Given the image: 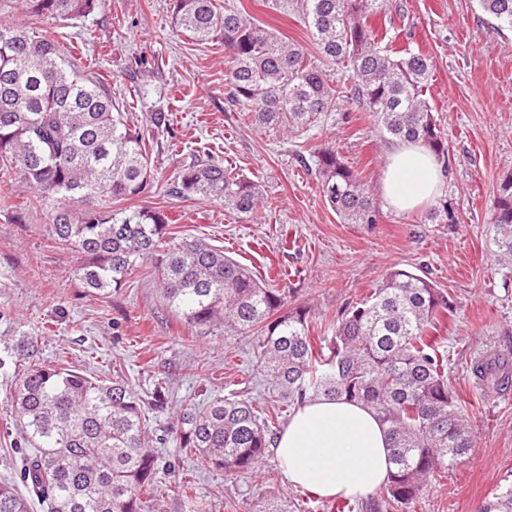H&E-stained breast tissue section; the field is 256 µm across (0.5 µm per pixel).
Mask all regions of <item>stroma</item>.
<instances>
[{"mask_svg": "<svg viewBox=\"0 0 512 512\" xmlns=\"http://www.w3.org/2000/svg\"><path fill=\"white\" fill-rule=\"evenodd\" d=\"M217 2L244 9L252 22L317 57L297 0ZM372 24L387 29L396 46L432 58L426 98L448 134L446 184L459 223L432 224L426 208L400 213L385 205L380 179L390 141L358 106L343 105L300 132L245 122L227 101L223 44L189 39L175 24L172 0H102L89 16L51 28L87 73L111 87L140 128L154 170L138 199L105 196L98 207L122 217L146 206L165 210L175 237L222 247L273 281L289 307H306L321 345L329 344L344 309L390 269L427 271L448 293L454 309L439 334L474 447L395 512H481L512 488V382L495 390L474 374L480 359H512V273L493 258L490 211L500 179L512 174V30L499 27L477 0H392L388 16ZM159 109L170 115L164 133L149 122ZM327 143L361 171L375 223H344L325 204L315 155ZM209 154L260 185L261 223L242 221L217 201L171 194L181 167ZM33 195L16 169L0 186V482L24 487L27 451L16 445L9 390L25 336L37 337L39 356L63 350L80 369L108 377L123 371L139 394L165 387L166 407L146 411L157 435L175 423L180 405L203 398L239 395L265 410L277 407L279 390L263 375L252 336L192 332L164 305L151 262L110 293L82 288L71 275L75 256L52 237L47 210L28 207ZM159 454L169 472L145 512H190L172 491L185 478L209 512L277 504L289 512H334L331 500L291 487L272 454L245 473L198 465L172 441Z\"/></svg>", "mask_w": 512, "mask_h": 512, "instance_id": "obj_1", "label": "stroma"}]
</instances>
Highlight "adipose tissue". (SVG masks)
<instances>
[{
	"label": "adipose tissue",
	"instance_id": "obj_1",
	"mask_svg": "<svg viewBox=\"0 0 512 512\" xmlns=\"http://www.w3.org/2000/svg\"><path fill=\"white\" fill-rule=\"evenodd\" d=\"M445 180L425 146L397 141L387 152L380 191L387 206L409 211L436 199ZM274 450L288 483L322 498L364 497L390 468V440L374 411L324 396L298 406Z\"/></svg>",
	"mask_w": 512,
	"mask_h": 512
}]
</instances>
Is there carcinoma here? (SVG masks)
<instances>
[{"mask_svg": "<svg viewBox=\"0 0 512 512\" xmlns=\"http://www.w3.org/2000/svg\"><path fill=\"white\" fill-rule=\"evenodd\" d=\"M27 26L0 23V160L19 167L35 190L33 207L51 205L50 228L59 244L80 255L73 275L84 288H119L138 264H154L166 306L200 334L254 336L265 376L282 388L283 406L309 397L358 401L377 414L391 441L387 480L360 505L336 501L337 512H392L415 502L424 488L462 463L473 438L448 381V352L437 336L452 311L446 292L426 274L395 269L373 292L346 310L330 345L314 342L308 312L288 309L279 289L224 250L196 238L167 235L168 217L143 207L130 216L91 206L107 194L140 196L152 176L140 129L130 126L102 81L84 73L45 20L65 22L93 13L101 0H21ZM177 23L198 42L219 40L227 51L229 101L265 129L307 128L338 110L343 90L325 66L351 72V100L372 113L393 140L420 141L448 163V138L424 99L432 59L420 50L380 47L370 18L388 0H303L306 28L322 64L302 47L245 19L216 0H172ZM481 11L512 28V0H478ZM320 194L343 221L373 224L376 214L361 173L334 147L316 155ZM172 192L224 203L257 223L260 186L224 163L196 160L182 167ZM434 224H457L453 198L428 213ZM495 260L512 271V175L500 181L491 205ZM18 377L10 392L19 444L28 448L24 479L48 512H144L159 473L144 399L130 382L90 377L64 360L36 358L38 340L19 346ZM508 364L489 359L475 372L492 387L505 383ZM278 416L261 417L252 401L214 397L187 403L167 429L179 448L218 470L254 469L271 448ZM178 494L207 512L194 484ZM0 512H29L12 484L0 483ZM483 512H512V490Z\"/></svg>", "mask_w": 512, "mask_h": 512, "instance_id": "1", "label": "carcinoma"}]
</instances>
